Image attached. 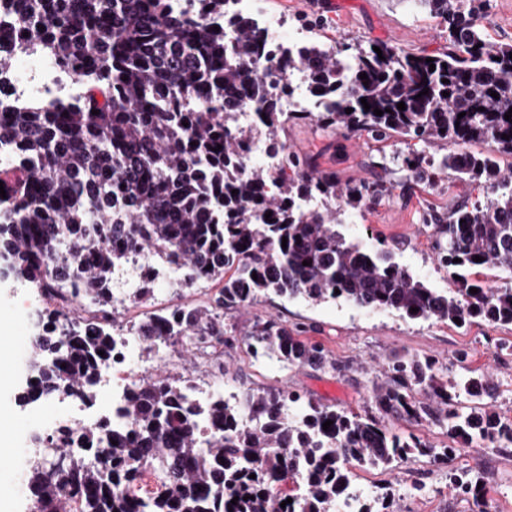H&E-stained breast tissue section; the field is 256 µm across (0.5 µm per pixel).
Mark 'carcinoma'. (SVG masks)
I'll use <instances>...</instances> for the list:
<instances>
[{"instance_id":"obj_1","label":"carcinoma","mask_w":512,"mask_h":512,"mask_svg":"<svg viewBox=\"0 0 512 512\" xmlns=\"http://www.w3.org/2000/svg\"><path fill=\"white\" fill-rule=\"evenodd\" d=\"M168 2L0 0V16L13 20L0 30V75L13 56L34 52L89 75L84 96L55 109L0 100V152L23 169L0 197V262L15 282L56 303L52 327L31 343L26 403L97 399L99 366L112 357L118 327L112 274L145 249L183 269L186 287L223 283L204 305L141 322L135 333L148 351L220 342L224 315L269 293L312 303L342 299L410 319L512 326V284L492 288L462 275L492 266L512 278V176L490 153L463 160L456 152L458 145L492 142L512 154V122L505 119L512 44L491 43L479 32L483 0H412L448 24L443 52L340 40L288 51L279 68L304 67L322 108L282 112L266 92L247 134L235 127L234 105L263 83L252 62L267 48L265 32L237 19L227 46L209 17L224 14L228 0H201L194 14ZM303 119L376 139L442 142L448 154L438 170L488 183L493 197L485 204L464 200L445 221L425 217L438 265L459 276L456 288L437 293L392 262L390 252L371 253L336 230L337 214L382 198L383 183L341 187L334 174L292 152L282 153L270 173L240 177L246 142L257 136L272 151L283 149L278 132ZM73 301L84 315L70 314ZM246 341L253 355L290 367L338 369L320 344L283 323L258 321ZM441 371L433 358L402 355L371 380L372 404L382 414L448 427L449 444L439 450L393 435L373 417L311 402L293 421L296 392L249 390L234 403H200L193 386L159 374L126 393L118 415L130 425L105 421L95 432L35 436L40 452L29 467V489L38 512H338L339 502L355 498L348 492L354 465L392 471L419 457L446 465L477 440L490 448L512 444V421L482 403L492 393L488 377L473 372L448 381ZM463 394L474 405L463 407ZM150 470L160 488L133 492ZM449 478L456 495L481 502V476L461 470ZM290 481L301 482L303 492H281ZM390 504L385 493L361 502L359 512H386Z\"/></svg>"}]
</instances>
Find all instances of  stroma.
<instances>
[{"mask_svg": "<svg viewBox=\"0 0 512 512\" xmlns=\"http://www.w3.org/2000/svg\"><path fill=\"white\" fill-rule=\"evenodd\" d=\"M268 10L282 19L280 37L289 40L295 30H310L313 40L388 42L409 52L432 53L447 49L448 27L441 18L414 10L406 0H265ZM479 25L487 39L512 44V0H485ZM281 138L289 151L335 173L340 184L383 182L388 191L362 209L342 214L337 229L369 251L389 250L394 262L430 288L445 293L456 279L437 265L432 251V230L425 214L447 216L461 200L486 201L483 183L460 184L452 174L414 179L402 166L410 152L440 156L443 143L393 139L377 140L364 132H324L305 120L289 125ZM218 282H200L189 288H171L164 280L153 284L154 297L143 304H128L118 311L124 327L138 325L146 315L188 303L204 304L217 292ZM45 306L38 294L0 276V343L7 346L0 364V428L10 436L9 460L0 466V512H29L28 461L32 434L44 431L56 417L69 413L71 398L58 397L19 406L17 394L25 387L30 355L23 336L37 335ZM274 320L298 330L301 338L321 344L339 363L331 368H291L264 356H253L241 341L256 320ZM225 343L207 352L177 347L166 358L142 352L149 373L166 371L173 377H191L199 388L223 387L244 395L247 390L288 388L303 400L357 413L371 411V381L389 358L408 354L432 357L446 366L448 378L470 370L489 374L494 393L488 403L512 419V326L474 322L457 327L445 321L412 320L399 312L371 310L342 300L319 304L301 298L265 295L235 311L226 322ZM483 473L484 498L491 512H512V445L491 449L481 443L457 452L454 465ZM448 469L420 458L395 471L353 469L351 480L369 495L391 488L393 512H479L473 501L455 497L448 489Z\"/></svg>", "mask_w": 512, "mask_h": 512, "instance_id": "obj_1", "label": "stroma"}]
</instances>
